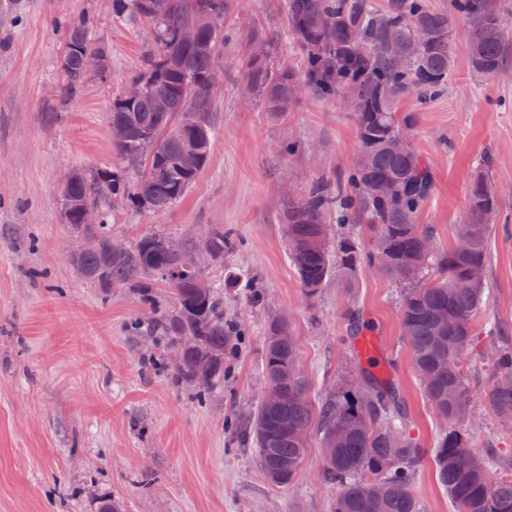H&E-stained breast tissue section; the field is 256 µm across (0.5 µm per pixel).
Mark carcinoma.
Returning a JSON list of instances; mask_svg holds the SVG:
<instances>
[{"label": "carcinoma", "mask_w": 512, "mask_h": 512, "mask_svg": "<svg viewBox=\"0 0 512 512\" xmlns=\"http://www.w3.org/2000/svg\"><path fill=\"white\" fill-rule=\"evenodd\" d=\"M231 0H114L120 22L151 24L154 51L139 77L142 94L135 100H112L110 123L127 127L128 138L112 151L129 171L138 173L133 193L109 166L69 178L71 207H61L72 233L87 239L85 250L71 258L82 278L102 293L143 288L145 279L161 276L170 289L174 308L156 322L176 343L193 339L178 363L177 378L202 386L197 397L224 369V353L242 336L236 323L224 322V303L201 271H179L180 253L193 245L178 244L163 234L140 238L121 253L112 252L108 224L110 200L120 194L136 208L162 211L187 195L205 168L215 132L209 112L216 45L224 13ZM288 23L306 54L299 78L274 66L273 41L254 35L265 57L246 58L245 85L261 109L273 116L289 112L301 84L319 98H346L357 131V149L369 154L366 166H352L332 181L320 177L300 195L288 198L285 220L288 254L302 286L313 293L336 277L354 286L357 272L373 264L380 251L391 258L383 276L400 289L401 336L409 342L422 392L436 413L450 424L448 434L427 451L410 436L402 402L396 393L377 384H355L347 378L327 393L320 407L308 398V384L298 368V349L291 324L271 320L266 336V377L278 376L284 394L276 406L259 402L247 432L261 466L284 471L279 486L299 473L308 444L293 431L321 430L324 463L320 479L340 488L332 512H424L412 492L415 469L431 455L439 482L456 512H512V474L471 452L458 426L471 420L475 408L464 371L474 327L486 311L487 277L465 284L473 267L487 270L488 241L493 224L487 214L498 209L499 190L483 170L471 179L468 208L455 237L470 240L466 252L450 246L429 251L432 230L420 223L434 188L430 163L414 147L412 137L400 143L401 129L413 131L416 113L400 111V102L413 97L420 105L439 98L448 88L456 52L448 50L453 19L488 29V37L467 49L472 69L485 75L501 73L512 46V25L494 0H451L446 11L431 9L425 0H388L383 10L371 0H285ZM191 24L197 40L185 45L180 30ZM65 35L61 60L63 82L58 96L70 101L92 76L107 75V59L92 37L86 16L60 22ZM406 48L414 61L402 67L396 55ZM197 152V164L182 168L178 158L187 146ZM391 180L397 195L384 199L378 184ZM97 207L101 223H81L80 207ZM336 217V233L330 218ZM346 225H358L373 239L360 247ZM208 257L220 263L236 243L215 226L208 233ZM496 380L485 393L486 404L512 419V346L492 349Z\"/></svg>", "instance_id": "carcinoma-1"}]
</instances>
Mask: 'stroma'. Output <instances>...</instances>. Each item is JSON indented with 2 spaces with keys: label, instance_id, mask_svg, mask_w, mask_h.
I'll use <instances>...</instances> for the list:
<instances>
[{
  "label": "stroma",
  "instance_id": "1",
  "mask_svg": "<svg viewBox=\"0 0 512 512\" xmlns=\"http://www.w3.org/2000/svg\"><path fill=\"white\" fill-rule=\"evenodd\" d=\"M284 0H232L224 17L219 84L209 114L218 132L191 191L168 209H112L114 237L126 244L160 231L199 241L217 225L238 246L224 263H203L206 281L234 279L224 314L243 336L224 357V373L205 399L179 382L173 344L153 328L172 300L162 282L148 294L130 288L105 295L68 259L72 234L58 197L66 176L103 164L112 154V101L144 70L152 49L147 26L115 22L112 0H19L0 14V512H98L119 501L124 512H330L338 489L321 481L322 454L311 444L287 487L268 480L243 435L266 387V326L287 315L299 368L319 402L354 371L393 388L420 447L448 432L424 397L400 335L394 285L360 271L354 287L329 279L306 292L288 258L283 213L289 192L352 165L356 127L336 102L303 95L292 111L270 118L246 93V35L277 41L294 70L303 57L287 34ZM84 14L107 52V79L91 78L83 94L59 102L65 44L57 21ZM448 90L417 112L414 146L434 168L432 198L420 220L448 247L467 211L468 186L483 157L500 190L488 247L490 324H478L465 372L476 417L462 425L472 451L512 472V419L484 403L494 380L488 354L512 345V61L497 75L473 71L468 24L457 19ZM306 143L289 154L288 141ZM362 314L352 335L347 313ZM412 489L426 512H455L430 460Z\"/></svg>",
  "mask_w": 512,
  "mask_h": 512
}]
</instances>
